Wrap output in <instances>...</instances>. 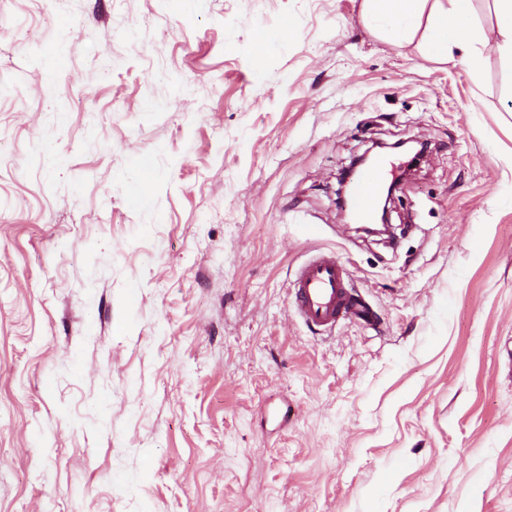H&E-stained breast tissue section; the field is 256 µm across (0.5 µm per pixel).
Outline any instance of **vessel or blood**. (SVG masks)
Returning <instances> with one entry per match:
<instances>
[{
    "label": "vessel or blood",
    "instance_id": "vessel-or-blood-1",
    "mask_svg": "<svg viewBox=\"0 0 512 512\" xmlns=\"http://www.w3.org/2000/svg\"><path fill=\"white\" fill-rule=\"evenodd\" d=\"M386 161L377 158L361 171L354 184L350 205L359 223H367L384 182ZM291 308L306 324L333 330L346 320L369 321L371 309L351 288L348 273L334 253L320 251L307 259L291 286Z\"/></svg>",
    "mask_w": 512,
    "mask_h": 512
}]
</instances>
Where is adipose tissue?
<instances>
[{
	"instance_id": "obj_1",
	"label": "adipose tissue",
	"mask_w": 512,
	"mask_h": 512,
	"mask_svg": "<svg viewBox=\"0 0 512 512\" xmlns=\"http://www.w3.org/2000/svg\"><path fill=\"white\" fill-rule=\"evenodd\" d=\"M367 16L393 41L409 39L427 28V46L439 55L466 50L472 80L481 77L478 44L481 34L474 23L472 0H365Z\"/></svg>"
}]
</instances>
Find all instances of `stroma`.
Here are the masks:
<instances>
[{
    "instance_id": "1",
    "label": "stroma",
    "mask_w": 512,
    "mask_h": 512,
    "mask_svg": "<svg viewBox=\"0 0 512 512\" xmlns=\"http://www.w3.org/2000/svg\"><path fill=\"white\" fill-rule=\"evenodd\" d=\"M363 0H0V512H512V62ZM395 236L338 215L370 141ZM335 252L369 322L289 284ZM367 16L392 41L409 39L419 28L428 0H364Z\"/></svg>"
}]
</instances>
